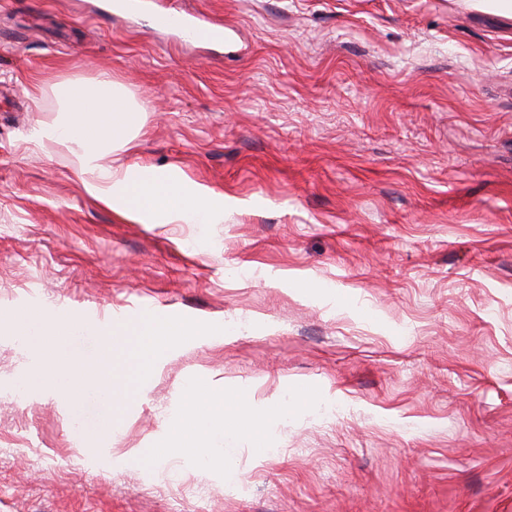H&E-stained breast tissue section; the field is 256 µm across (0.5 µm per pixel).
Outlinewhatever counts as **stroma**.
I'll list each match as a JSON object with an SVG mask.
<instances>
[{"label": "stroma", "mask_w": 512, "mask_h": 512, "mask_svg": "<svg viewBox=\"0 0 512 512\" xmlns=\"http://www.w3.org/2000/svg\"><path fill=\"white\" fill-rule=\"evenodd\" d=\"M180 8L224 41L155 27ZM107 75L146 111L115 167L181 169L224 221L136 224L31 134L54 88ZM112 323L129 392L91 459L69 408L9 389L0 512H512V19L465 0H0V311ZM233 325L146 382L139 312ZM307 396L232 475L135 461L185 383Z\"/></svg>", "instance_id": "35a3bbf8"}]
</instances>
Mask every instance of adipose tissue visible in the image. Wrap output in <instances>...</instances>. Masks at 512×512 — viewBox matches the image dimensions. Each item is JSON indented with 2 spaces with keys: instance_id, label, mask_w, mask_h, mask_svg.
Instances as JSON below:
<instances>
[{
  "instance_id": "1",
  "label": "adipose tissue",
  "mask_w": 512,
  "mask_h": 512,
  "mask_svg": "<svg viewBox=\"0 0 512 512\" xmlns=\"http://www.w3.org/2000/svg\"><path fill=\"white\" fill-rule=\"evenodd\" d=\"M57 94L65 103V118L41 125L33 139L66 146L76 156L88 196L138 224L223 223L226 196L182 172L106 164L107 153L129 147L145 125L144 109L124 83L104 76L67 81L58 85ZM83 328L100 338L99 354L92 361L71 339L73 331ZM224 331L220 323L194 325L140 312L133 324L139 380L151 378L182 339L220 336ZM0 333L17 341L25 358L15 389L70 407L80 402L88 381L101 380L112 362L116 338L111 323L57 306H15L0 317ZM290 412L283 403L261 408L242 397L227 399L206 379L193 378L184 386L166 429L140 450L137 462L152 470L172 458L194 468H220L227 449L244 437L259 456L270 446L272 424L287 420Z\"/></svg>"
}]
</instances>
